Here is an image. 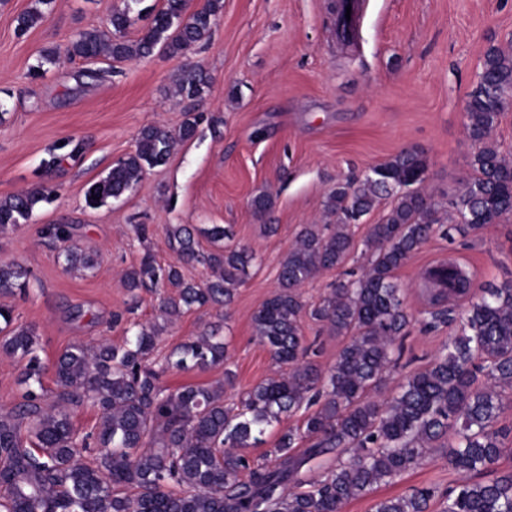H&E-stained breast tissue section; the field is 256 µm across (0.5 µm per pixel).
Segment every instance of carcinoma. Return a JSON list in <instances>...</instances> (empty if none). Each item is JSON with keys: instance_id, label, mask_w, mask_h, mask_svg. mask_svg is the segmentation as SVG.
<instances>
[{"instance_id": "obj_1", "label": "carcinoma", "mask_w": 512, "mask_h": 512, "mask_svg": "<svg viewBox=\"0 0 512 512\" xmlns=\"http://www.w3.org/2000/svg\"><path fill=\"white\" fill-rule=\"evenodd\" d=\"M129 2L110 17L116 34L130 26L131 4L140 0ZM222 10L223 0H207L191 13L186 0H165L137 39L87 31L70 42L67 53L90 61L183 54L210 36ZM208 84L207 73L192 66L178 79L177 93L200 98ZM511 103L512 50L491 47L479 89L465 102L466 130L477 146L474 176L449 199L448 225L422 191L428 164L416 147L330 191L325 209L336 218L333 229L326 234L308 224L298 233L280 262L276 289L252 316L255 335L287 371L255 385L236 406L224 403V387L235 380L229 368L209 386L164 389L150 365L162 331L156 324L128 330L121 345L67 346L54 364L49 391L35 330L14 325L12 309L1 306L0 352L25 361V391L14 407L0 411V512H344L348 502L418 467L429 448L446 449L448 467L464 475L442 502V512H512V473L475 479L504 456V439L512 432L493 429L512 391V282L477 286L454 264L429 268L421 291L432 320L447 319L448 301L467 302L460 335L428 366L408 373L396 395L374 396L415 320L395 271L435 235L465 236L512 214V163L492 139ZM196 128L195 117L176 132L143 127L134 151L87 188L86 204L96 208L136 189L146 171L166 165L175 144L193 138ZM389 198L390 209L363 241L368 265L358 276L336 281L322 302L307 303L303 285L345 263L355 248L352 226ZM44 199L40 188L1 198L0 230L28 220ZM251 207L265 218L273 202L263 193ZM44 233L66 243L65 269L95 267L91 255L68 244V225L50 224ZM200 236L220 247L200 254ZM230 240L231 230L220 224H172L169 247L187 262L204 263L210 278L188 281L177 267H163L147 252L126 270L125 286L134 298L141 288H177L160 296L159 310L170 320L193 308L227 309L257 264L253 250ZM27 287L21 266L0 263V295ZM305 317L347 338L326 369L316 360L318 351L304 345ZM220 330L218 324L207 326L172 350L167 365L204 371L226 363L229 343ZM83 404L98 411L97 425L86 435L75 429L70 412ZM300 410L302 424L280 432L270 460L250 463L245 449ZM305 439L309 445L301 450ZM333 452L352 456L320 479H304L312 460ZM433 497L429 488H414L377 500L373 512H429Z\"/></svg>"}]
</instances>
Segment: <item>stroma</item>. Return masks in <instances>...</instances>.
<instances>
[{
  "label": "stroma",
  "mask_w": 512,
  "mask_h": 512,
  "mask_svg": "<svg viewBox=\"0 0 512 512\" xmlns=\"http://www.w3.org/2000/svg\"><path fill=\"white\" fill-rule=\"evenodd\" d=\"M334 3L224 0L210 38L185 54L88 63L70 59L68 43L80 32L108 29L125 0H52L43 21L24 33L17 19L37 0H0V197L37 186L49 191L29 221L0 232V262L30 273L26 292L0 295V306L12 308L16 324L35 328L45 366L78 340L122 343L124 327L113 316L160 322L155 295L131 297L123 271L149 251L159 264L203 281L209 269L182 263L167 245V229L221 224L234 243L258 254L259 265L226 314L195 308L164 323L152 360L162 362L207 324L223 322L228 366L172 369L162 382L171 390L208 386L230 368L236 379L224 401L236 403L274 372L252 315L276 287L280 261L301 228L325 223L330 189L410 147L427 156L425 190L434 201L447 204L472 178L476 147L462 107L487 49L512 44V0H360L347 46L336 40ZM48 50L55 62L45 61ZM191 65L210 78L200 101L174 93ZM91 68L100 79L85 77ZM189 112L199 117L196 134L165 167L148 171L132 193L87 207L89 184L134 150L143 127L175 130ZM265 190L275 199L273 233L251 209ZM49 224L70 225L72 243L97 259L92 271L65 270L59 243L42 235ZM138 224L145 238L137 237ZM451 257L475 284L512 280V215L464 239L434 237L396 271L416 316L402 341L410 369L426 367L459 333L463 306L454 307L452 321L425 325L420 290L422 272ZM459 481L436 450L345 512H372L375 500L415 487L433 488L441 499Z\"/></svg>",
  "instance_id": "35a3bbf8"
}]
</instances>
